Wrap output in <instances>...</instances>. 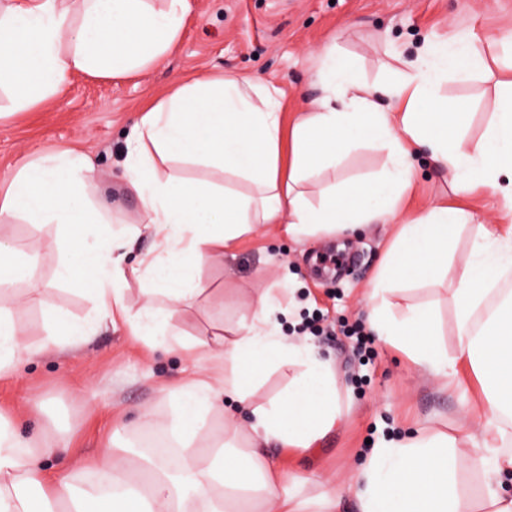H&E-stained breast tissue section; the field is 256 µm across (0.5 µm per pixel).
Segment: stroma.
Here are the masks:
<instances>
[{"mask_svg":"<svg viewBox=\"0 0 512 512\" xmlns=\"http://www.w3.org/2000/svg\"><path fill=\"white\" fill-rule=\"evenodd\" d=\"M458 27L474 28L482 46H495L512 34V0H193L178 45L158 65L123 78H95L76 73L63 93L0 121V183L40 152L77 149L93 162L97 201L113 211L112 226L137 221L140 200L122 178L125 143L146 105L166 96L178 83L233 72L277 89L284 116L304 111L323 94L315 52L337 42L346 62L365 83L384 86L399 66L392 50L410 55L425 40H438ZM497 78L485 73L467 83L448 81L439 88L469 112L467 134L480 138L497 107ZM385 150L366 145L353 150L324 180L359 178L380 170ZM417 185L407 208L421 212L450 195L449 175L428 153L414 157ZM399 225L390 220L369 225L360 237L294 242L269 236L265 228L240 240L225 265L205 269L207 293L174 308L171 323L198 340L209 339L215 327L233 326L263 288L280 289L284 304L301 312L282 318L291 331L300 317L324 316L335 324L330 336L313 337L317 350L336 362L342 397L350 414L305 453L271 449L275 462L310 476L306 493L321 480L346 478L370 449L378 434L400 437L420 427L455 431L463 423L462 397H475L440 385L416 371L399 350L373 341L367 357L354 354L343 327L365 321V288ZM11 240L39 239L40 281L9 286L11 296L29 302L14 317L29 334L40 333L44 309L59 306L68 317L91 313L89 295L56 279L60 254L56 228L18 218L0 225ZM469 232H462L453 256L452 276L436 284L394 293L400 304L433 303L439 309L442 340L457 354L454 306L450 294L469 258ZM296 278L294 292L280 288L285 275ZM178 354L150 349L129 336L124 326L100 329L74 353L35 357L11 378H0V413L25 436L66 431L71 454L52 455L50 465L81 466L111 447L114 429L128 427L139 411L150 407L163 422L169 402L165 389L195 372ZM41 398L38 414L29 400Z\"/></svg>","mask_w":512,"mask_h":512,"instance_id":"35a3bbf8","label":"stroma"}]
</instances>
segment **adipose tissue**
I'll use <instances>...</instances> for the list:
<instances>
[{
	"label": "adipose tissue",
	"instance_id": "adipose-tissue-1",
	"mask_svg": "<svg viewBox=\"0 0 512 512\" xmlns=\"http://www.w3.org/2000/svg\"><path fill=\"white\" fill-rule=\"evenodd\" d=\"M191 9V0H165L160 9L149 0H0V90L14 93L9 114L58 97L72 74L114 78L158 64L179 42ZM500 44L501 55L490 62L470 28L424 45L385 89L396 105L391 112L342 63L336 45L326 44L317 51L324 94L288 127L274 91L249 95L250 81L234 74L180 84L146 108L127 141L123 177L141 201L139 223L128 235L109 231L82 152L45 153L21 166L0 189V222L26 217L55 225L57 278L92 293L95 307L85 322L46 310L35 343L10 303L0 301V378L42 353L81 347L118 318L137 340L214 363L215 372L173 390L165 431L174 454L134 459L122 448L104 449L90 467L96 482L84 491L72 471L51 474L44 466L66 441L20 435L0 415V512H337L348 496L359 512H512L502 482L512 473V291L496 288L500 268L512 265V227L496 237L475 227L452 292L457 356L441 343L433 306L391 299L412 284L447 277L456 235L470 218L460 200L483 190L512 211V35ZM492 62L509 95L486 134L473 141L464 133L468 113L438 89L448 80L471 81ZM363 142L388 151L374 176L323 185L314 202L300 191ZM420 148L451 174L454 200L404 218L369 280L367 322L440 385L461 372L475 379L481 395L465 406L475 430L464 448L457 436L427 428L378 438L349 482L326 483L307 496L304 479L274 465L268 448H313L348 415L333 360L283 332L282 303L269 288L234 327L208 342L172 330L170 309L206 293L203 269L222 263L255 225L283 228L295 241L353 233L394 217L413 191L412 157ZM172 159L249 181L255 192L163 169ZM139 236L151 238L153 249L133 261ZM39 248L34 239L20 247L0 237L1 289L37 278ZM133 281L141 284L137 302L128 294ZM282 367L294 371L286 389L257 401L265 375ZM218 413L220 430L211 423ZM464 470L481 476L483 510L459 490Z\"/></svg>",
	"mask_w": 512,
	"mask_h": 512
}]
</instances>
